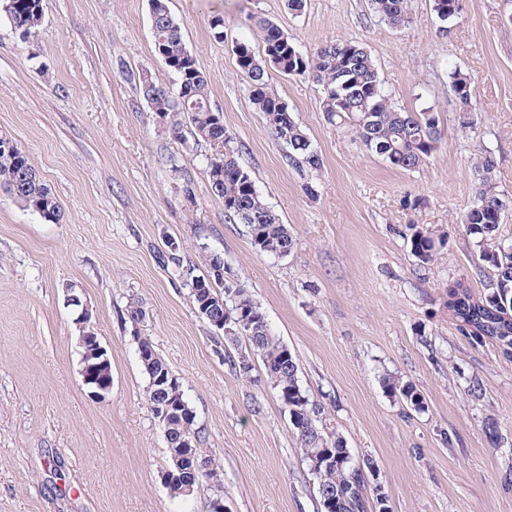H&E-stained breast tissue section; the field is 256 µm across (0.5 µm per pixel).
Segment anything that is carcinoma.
Segmentation results:
<instances>
[{"instance_id": "obj_1", "label": "carcinoma", "mask_w": 512, "mask_h": 512, "mask_svg": "<svg viewBox=\"0 0 512 512\" xmlns=\"http://www.w3.org/2000/svg\"><path fill=\"white\" fill-rule=\"evenodd\" d=\"M371 6L392 27L402 28L411 23L408 0H371ZM0 10L13 26L24 27L26 37L31 38L42 22L43 0H0ZM150 11L156 53L175 74L177 82L172 90L147 84L142 80L148 76L146 70L131 74L130 79L140 96L152 104L151 111L166 116L174 136H181L186 127L197 140L216 147L226 144L230 134L221 115L211 107L207 78L189 54L168 0H150ZM433 11L442 23V30L452 31L457 15L448 11V0H433ZM257 26L264 58L257 59L249 44L239 42L235 46L237 64L250 79L252 103L264 113L276 138L288 147L289 161L300 170L319 169L321 159L288 106L269 91L265 79L268 66L317 83L322 89V108L328 121L349 122L366 150L391 165L414 170L437 151L441 137L438 114L430 107L409 112L392 105L366 47L353 41L335 40L305 55L273 22L261 19ZM448 83L458 111H470L474 96L471 78L455 67L448 70ZM181 91L188 97L185 104L178 97ZM0 140L13 142L10 149L0 147V188L44 219L58 220L59 202L40 177L32 178L20 193L14 189L17 174L32 169V165L26 151L13 137L0 133ZM206 166L213 193L224 200L225 216L249 228L252 242L260 252L277 258L287 256L294 247L293 235L260 195L246 166L233 154L219 150L206 158ZM496 166L495 157L488 151L477 158L482 187L473 206L460 218V223L474 237L479 260L494 272L490 292L476 298L469 288L459 284L448 293V311L472 344L492 341L503 356L512 358V251L504 250L506 243L499 234L505 201L493 183ZM442 245L443 240L421 229L413 230L410 235L411 252L423 263L432 261ZM221 260L219 254L206 255V273L196 276L203 287L191 295L195 310L200 314L202 309L211 307L221 313L229 312L237 325L227 338H245L251 351L234 363L239 375L252 378L255 370L252 357L256 356L277 398L288 397L285 408L300 442L303 460L315 479L316 499L322 500L331 490L337 493L332 512H376L377 489L368 487L362 476V470L373 467L374 463L356 459L341 437L324 430L322 406L303 389L296 358L274 334L259 301L240 281L219 280L213 274L215 263ZM139 347L144 351L139 360L148 378L146 400L154 418L167 432L169 442L176 446L186 435L198 438L196 414L187 401H182L178 415L167 422L160 419L158 409L171 396L167 382L172 374L150 339L139 338ZM384 386L405 405L423 409L424 398L413 384L388 378Z\"/></svg>"}]
</instances>
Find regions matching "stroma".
<instances>
[{
	"mask_svg": "<svg viewBox=\"0 0 512 512\" xmlns=\"http://www.w3.org/2000/svg\"><path fill=\"white\" fill-rule=\"evenodd\" d=\"M169 8L230 150L294 248L275 258L254 246L211 190L212 146L175 138L130 81L145 68L158 85L176 83L155 54L149 0H44L29 39L1 14L0 131L25 148L61 217L45 220L0 190V512H208L219 496L227 512H317L287 410L267 381L239 376V345L193 307L184 272L204 273L209 251L261 303L328 431L373 460L391 512H512V359L494 343L472 345L447 307L450 287L480 297L493 275L459 222L486 150L508 206L500 233L512 242V0H463L447 36L432 0H409L402 29L370 0H306L299 13L287 0ZM260 18L306 55L336 39L364 44L396 106L438 112L436 153L411 171L391 166L350 125L328 122L319 86L271 67V91L322 160L315 172L292 167L234 53L242 41L261 52ZM453 67L476 86L467 124L448 88ZM416 228L445 240L430 263L410 251ZM70 287L111 360L102 402L82 382ZM132 306L140 320L129 319ZM142 337L181 382L220 470V484L185 499L161 478L167 443L146 401ZM388 376L414 384L424 409L390 395ZM473 380L481 396L469 393Z\"/></svg>",
	"mask_w": 512,
	"mask_h": 512,
	"instance_id": "obj_1",
	"label": "stroma"
}]
</instances>
